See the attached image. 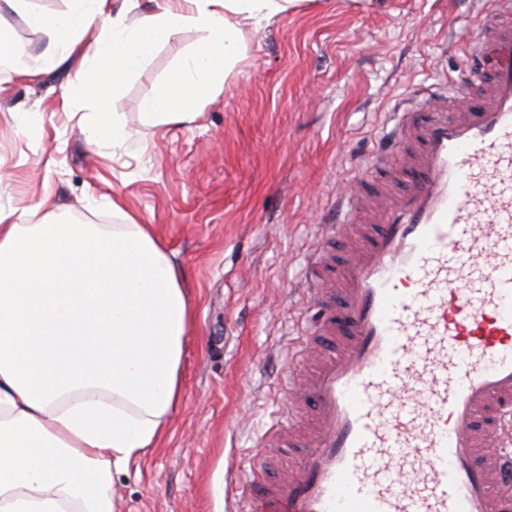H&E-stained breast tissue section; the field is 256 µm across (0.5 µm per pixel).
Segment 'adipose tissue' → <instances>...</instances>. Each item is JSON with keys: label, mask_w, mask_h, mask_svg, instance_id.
<instances>
[{"label": "adipose tissue", "mask_w": 512, "mask_h": 512, "mask_svg": "<svg viewBox=\"0 0 512 512\" xmlns=\"http://www.w3.org/2000/svg\"><path fill=\"white\" fill-rule=\"evenodd\" d=\"M25 13L43 54L82 49L98 100L154 46L199 47L144 105L145 125L194 122L247 57L251 30L300 0H74ZM181 274L149 225L26 224L0 209V512H113V475L160 447L192 321Z\"/></svg>", "instance_id": "1"}]
</instances>
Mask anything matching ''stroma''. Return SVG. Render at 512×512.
Segmentation results:
<instances>
[{
    "label": "stroma",
    "mask_w": 512,
    "mask_h": 512,
    "mask_svg": "<svg viewBox=\"0 0 512 512\" xmlns=\"http://www.w3.org/2000/svg\"><path fill=\"white\" fill-rule=\"evenodd\" d=\"M482 8L305 0L252 32L194 123L157 127L143 125L144 105L202 33L157 44L102 107L80 83L82 52L42 58L43 34L0 11L35 70L0 65V209L30 224L151 225L193 314L181 402L162 448L115 474V512H235L239 477L281 418L289 359L318 319L303 292L308 254L339 195L366 177L395 104L457 79ZM102 109L134 138L89 143Z\"/></svg>",
    "instance_id": "obj_1"
}]
</instances>
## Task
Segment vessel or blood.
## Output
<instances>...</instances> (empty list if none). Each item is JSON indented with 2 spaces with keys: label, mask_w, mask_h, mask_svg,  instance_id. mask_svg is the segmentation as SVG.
<instances>
[{
  "label": "vessel or blood",
  "mask_w": 512,
  "mask_h": 512,
  "mask_svg": "<svg viewBox=\"0 0 512 512\" xmlns=\"http://www.w3.org/2000/svg\"><path fill=\"white\" fill-rule=\"evenodd\" d=\"M466 70L402 112L372 177L314 248L294 467L242 512H512V0H490Z\"/></svg>",
  "instance_id": "b4317fda"
}]
</instances>
